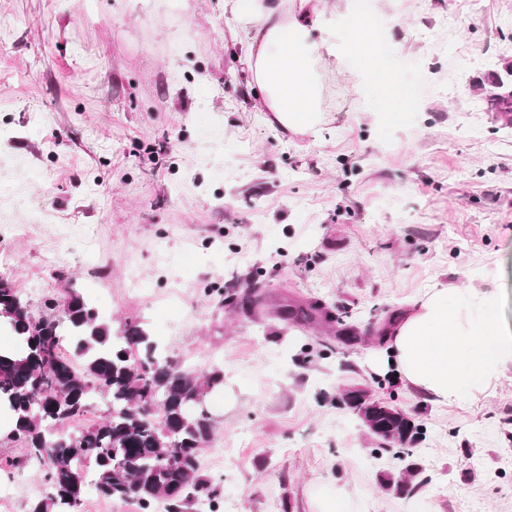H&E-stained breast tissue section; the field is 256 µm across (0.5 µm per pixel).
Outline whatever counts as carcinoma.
I'll list each match as a JSON object with an SVG mask.
<instances>
[{
  "mask_svg": "<svg viewBox=\"0 0 512 512\" xmlns=\"http://www.w3.org/2000/svg\"><path fill=\"white\" fill-rule=\"evenodd\" d=\"M497 89L509 124L512 89L503 80ZM45 308L31 313L14 284L0 280V333L13 337L0 348V412L11 419L6 440L25 449L19 459L0 457V466L39 467L49 492L30 512H80L89 485L106 499L137 500L141 512H184L189 491L205 490L198 457L214 430L205 401L223 372L198 373L157 353L134 321L112 330L75 289ZM96 397L108 401L103 422L65 432ZM341 401L383 446L411 442L414 425L388 403L351 390ZM84 460L93 464L90 481Z\"/></svg>",
  "mask_w": 512,
  "mask_h": 512,
  "instance_id": "obj_1",
  "label": "carcinoma"
}]
</instances>
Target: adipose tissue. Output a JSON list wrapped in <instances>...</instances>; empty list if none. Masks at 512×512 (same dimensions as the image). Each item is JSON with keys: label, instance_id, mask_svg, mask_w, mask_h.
Here are the masks:
<instances>
[{"label": "adipose tissue", "instance_id": "ef3b65f1", "mask_svg": "<svg viewBox=\"0 0 512 512\" xmlns=\"http://www.w3.org/2000/svg\"><path fill=\"white\" fill-rule=\"evenodd\" d=\"M229 3L250 27L246 62L262 109L285 129L313 130L321 120L317 69L336 60V33L320 0ZM463 341L470 344L464 356ZM391 353L406 383L444 403L487 391L512 362V335L474 322L440 290L399 325Z\"/></svg>", "mask_w": 512, "mask_h": 512}]
</instances>
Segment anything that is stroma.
Wrapping results in <instances>:
<instances>
[{
    "label": "stroma",
    "instance_id": "1",
    "mask_svg": "<svg viewBox=\"0 0 512 512\" xmlns=\"http://www.w3.org/2000/svg\"><path fill=\"white\" fill-rule=\"evenodd\" d=\"M225 0H0V277L32 311L78 289L195 371L223 369L199 456L212 512H512V365L441 405L374 370L426 295L512 332V0H323L369 21L321 69L309 133L257 111ZM388 83L360 82L364 48ZM259 286L245 313L226 297ZM492 297L475 304L471 293ZM317 303L332 322L284 318ZM357 339L342 342L339 323ZM409 416L419 479L341 397ZM40 480L0 471V512Z\"/></svg>",
    "mask_w": 512,
    "mask_h": 512
}]
</instances>
